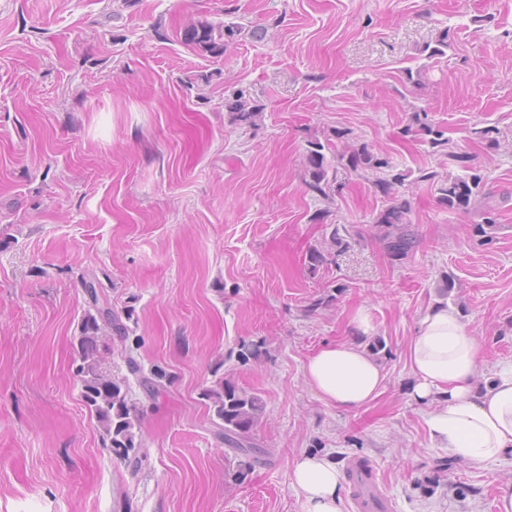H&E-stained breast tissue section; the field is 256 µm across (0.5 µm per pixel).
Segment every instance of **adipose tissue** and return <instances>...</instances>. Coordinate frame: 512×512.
I'll use <instances>...</instances> for the list:
<instances>
[{
    "label": "adipose tissue",
    "mask_w": 512,
    "mask_h": 512,
    "mask_svg": "<svg viewBox=\"0 0 512 512\" xmlns=\"http://www.w3.org/2000/svg\"><path fill=\"white\" fill-rule=\"evenodd\" d=\"M408 356L414 378L410 396L437 403L430 431L451 455L479 466L512 448V364L497 371L490 385L477 387L481 341L447 299L421 315ZM304 374L323 401L344 410L370 403L384 385L378 360L352 342L319 349ZM290 482L303 499V512H341V475L328 456L303 457Z\"/></svg>",
    "instance_id": "1"
}]
</instances>
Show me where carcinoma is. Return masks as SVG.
Returning <instances> with one entry per match:
<instances>
[{"label": "carcinoma", "instance_id": "1", "mask_svg": "<svg viewBox=\"0 0 512 512\" xmlns=\"http://www.w3.org/2000/svg\"><path fill=\"white\" fill-rule=\"evenodd\" d=\"M241 32L242 27L234 23L225 25L220 31L210 24L201 23L188 28L184 38L214 54H222ZM225 107L240 125L253 124L258 113L263 111L262 106L242 93L226 101ZM413 132L428 137L433 148L441 151L448 149L449 139L444 137L442 130L428 121L426 114L422 116L415 113L413 125L405 129L407 134ZM323 150V144L312 143L306 186L311 193L328 200L333 193L338 170H329ZM448 159L457 163L467 174L444 178L436 171H427L421 174L420 180L438 187V201L442 206L450 210H480L484 214V223L474 225V229L481 242L488 244L493 240L492 231L497 229V224L491 217L494 211L490 205L493 192L486 188L480 174L471 172V167L467 165L468 156L451 152ZM336 162L350 173H377L389 167L388 161L375 156L364 145L345 147V150L336 155ZM402 182L403 175L400 173L375 179L380 191L390 199V205L379 213L376 223L384 228L385 248L396 259L408 256L416 245V237L407 219L411 208L410 201L395 192V186ZM85 286L88 288L92 306L91 311L78 324L75 345L79 361L76 377L80 383L81 398L94 415L106 447L136 472L145 458V454L139 452V446L135 443L136 430L140 425L139 410L129 396L127 379L112 375V366L108 359L112 337L122 341L127 339L128 327L108 304L99 302L94 283L87 281ZM130 369L136 375L139 387L148 396L159 390L161 380L165 377V373L160 370L153 372L150 377L145 376L133 363L130 364ZM204 397L210 402L215 416L223 422L219 435L223 436L224 442L231 448L251 450V431L262 413V398L256 393L240 391L231 382L222 379L206 389Z\"/></svg>", "mask_w": 512, "mask_h": 512}]
</instances>
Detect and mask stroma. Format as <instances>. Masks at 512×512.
<instances>
[{
    "instance_id": "35a3bbf8",
    "label": "stroma",
    "mask_w": 512,
    "mask_h": 512,
    "mask_svg": "<svg viewBox=\"0 0 512 512\" xmlns=\"http://www.w3.org/2000/svg\"><path fill=\"white\" fill-rule=\"evenodd\" d=\"M200 22L244 31L214 55L184 40ZM238 92L263 107L254 125L224 106ZM420 110L493 191L492 243L474 236L482 216L419 181L461 172L405 134ZM314 140L404 174L408 256L384 249L372 176L339 173L328 201L308 191ZM337 224L348 246H330ZM90 271L133 314L113 374L132 358L168 376L150 398L131 388L135 473L75 375ZM443 296L482 341L478 384L492 381L512 363V0H0V512H302L290 473L315 454L344 478L342 512H359L356 460L388 512H497L512 449L480 466L451 456L409 396L410 338ZM378 337L381 394L354 411L320 399L310 355ZM220 379L265 402L257 462L218 436L202 393Z\"/></svg>"
}]
</instances>
